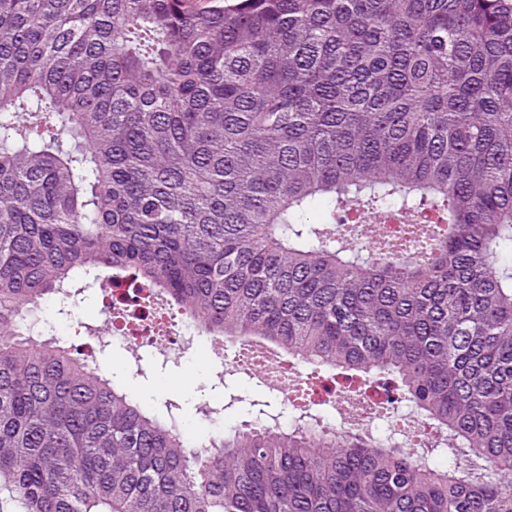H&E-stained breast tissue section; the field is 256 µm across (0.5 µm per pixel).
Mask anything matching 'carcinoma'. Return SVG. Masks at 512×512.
Instances as JSON below:
<instances>
[{
	"instance_id": "obj_1",
	"label": "carcinoma",
	"mask_w": 512,
	"mask_h": 512,
	"mask_svg": "<svg viewBox=\"0 0 512 512\" xmlns=\"http://www.w3.org/2000/svg\"><path fill=\"white\" fill-rule=\"evenodd\" d=\"M324 200L321 226L304 220ZM397 217L415 238L371 240ZM512 0H0V489L22 512H512ZM125 280L410 402L186 451L49 294Z\"/></svg>"
}]
</instances>
